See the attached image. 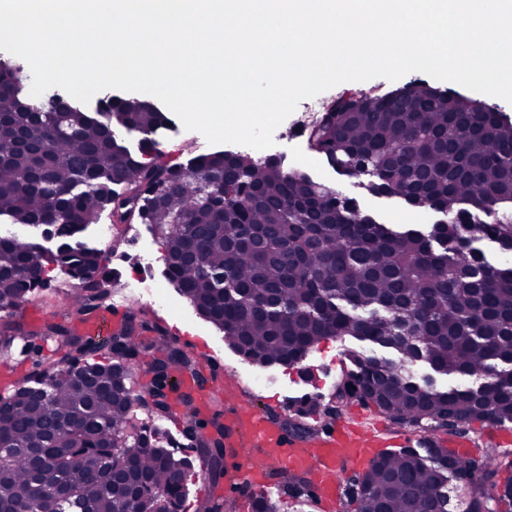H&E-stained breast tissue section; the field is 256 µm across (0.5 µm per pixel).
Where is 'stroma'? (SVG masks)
I'll list each match as a JSON object with an SVG mask.
<instances>
[{"instance_id":"35a3bbf8","label":"stroma","mask_w":512,"mask_h":512,"mask_svg":"<svg viewBox=\"0 0 512 512\" xmlns=\"http://www.w3.org/2000/svg\"><path fill=\"white\" fill-rule=\"evenodd\" d=\"M413 79V74L409 73L394 81L376 77L363 82H344L314 97L312 102H300L295 111L275 130L273 152L282 160L284 168L305 172L321 185L356 198L362 209L380 222L431 227L440 220V213L427 207H409L397 198L375 197L366 189V177L354 178L339 174L324 157L313 151L304 131L305 125L314 119L315 109L323 108L342 94L359 91L384 94L409 84ZM159 141L173 158L182 163L215 150L214 145L209 144L200 132L185 129L178 120L173 121L160 134ZM116 222L115 215L104 213L99 223L81 233L80 239L88 246L100 250L106 258L116 289L110 297L111 303L125 305L135 315L136 336L143 344L139 363L147 365L152 362L157 354L152 343L158 334L163 333L181 346L189 348L199 358L211 359L214 373L223 372L235 376L241 400L259 413L287 419L293 417L302 401L306 400L310 408L303 421L315 428L330 426L340 416L356 413L361 418L362 429L376 437L380 449L389 450L402 444L410 448L421 447L418 430L393 422L374 407L352 402L341 411H333L336 386L342 375L352 367L348 353L362 350V343L353 339L322 340L306 360L292 367H260L242 360L225 340L223 331L200 319L176 286L168 283L163 266L145 264L147 254L163 250L160 235L150 225L133 218L126 221L121 241L113 242L109 239L106 227ZM136 274L152 281L156 287L165 289L166 307L154 305L149 296L139 292H125V284ZM46 277L45 288L31 295L16 312L18 318L32 326L46 319L63 321L67 311L65 299L77 285L76 280L66 271L53 266L48 267ZM137 417L149 429L160 430L166 443L175 447L178 456L189 460L195 458L196 451L188 444L187 431L192 428L197 435H204L201 421L182 419L174 414L157 418L145 410L138 411ZM433 436L442 441L454 436L468 438L472 457L485 462L490 461L495 451H512V439L496 426L479 423L448 426L434 431ZM217 496L235 502L236 512H252L249 492L226 490L225 482L221 479L212 482L211 486H204L201 477L193 473L187 478L182 512H197L202 501Z\"/></svg>"}]
</instances>
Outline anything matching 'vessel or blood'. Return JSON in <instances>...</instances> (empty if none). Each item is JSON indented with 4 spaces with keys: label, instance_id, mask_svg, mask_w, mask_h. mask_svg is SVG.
<instances>
[{
    "label": "vessel or blood",
    "instance_id": "obj_1",
    "mask_svg": "<svg viewBox=\"0 0 512 512\" xmlns=\"http://www.w3.org/2000/svg\"><path fill=\"white\" fill-rule=\"evenodd\" d=\"M116 305L102 312L84 329L88 334L102 336L111 330L112 323L122 313ZM224 445L228 448L251 446L262 449L267 460L284 472L316 471V494L325 505H334L341 491L340 469L359 470L368 467L375 456V441L366 434L338 425L309 439L290 434L283 422L262 417L250 407L234 404L224 413ZM263 466L235 470L229 478L230 487L246 484L263 488Z\"/></svg>",
    "mask_w": 512,
    "mask_h": 512
}]
</instances>
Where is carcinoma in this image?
Returning a JSON list of instances; mask_svg holds the SVG:
<instances>
[{
    "mask_svg": "<svg viewBox=\"0 0 512 512\" xmlns=\"http://www.w3.org/2000/svg\"><path fill=\"white\" fill-rule=\"evenodd\" d=\"M23 68L0 63V217L37 226L56 247L0 234V349L52 342L56 365L0 391V512H181L190 462L138 425L128 361L138 355L133 320L104 339L50 320L29 331L14 311L44 287L45 265L79 281L72 311L88 315L110 293L111 275L76 235L106 209L139 216L162 235L166 275L228 342L261 366H295L326 338L351 337L392 353L353 351L336 399L374 405L424 433L456 417L512 422V265L473 247L487 239L512 253V123L475 100L426 83L387 95L338 97L310 132L311 147L353 162L376 196H395L444 219L423 232L380 224L358 201L323 188L272 157L216 152L187 166L162 160L157 132L168 113L138 98H108L95 115L61 116L24 93ZM142 134L138 152L112 123ZM224 176L211 204L197 178ZM115 185L125 186L117 193ZM493 208L497 221L480 220ZM186 223L175 224L173 217ZM151 367L196 374L190 351L164 336ZM110 359L64 368L69 356ZM443 375L481 377L439 389L410 373L416 362ZM214 449L198 458L212 479ZM496 470L431 446L385 451L353 492L358 512H448V486L471 489L475 512L512 507V482Z\"/></svg>",
    "mask_w": 512,
    "mask_h": 512,
    "instance_id": "obj_1",
    "label": "carcinoma"
}]
</instances>
